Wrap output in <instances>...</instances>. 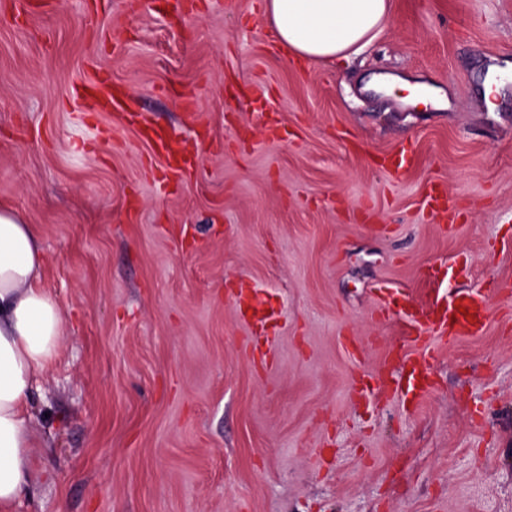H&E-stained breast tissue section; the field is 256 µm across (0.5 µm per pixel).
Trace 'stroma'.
<instances>
[{
    "instance_id": "stroma-1",
    "label": "stroma",
    "mask_w": 512,
    "mask_h": 512,
    "mask_svg": "<svg viewBox=\"0 0 512 512\" xmlns=\"http://www.w3.org/2000/svg\"><path fill=\"white\" fill-rule=\"evenodd\" d=\"M262 9L0 0V207L36 227L68 328L11 512H512V77L484 100L512 0H392L332 63L287 60ZM100 76L136 122L76 96ZM145 125L196 167L160 187ZM400 148L395 180L373 159ZM434 183L454 225L422 209ZM454 288L487 327L435 341L433 393L352 394L419 353L380 296Z\"/></svg>"
}]
</instances>
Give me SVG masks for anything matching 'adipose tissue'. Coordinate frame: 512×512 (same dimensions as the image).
I'll return each mask as SVG.
<instances>
[{"label": "adipose tissue", "instance_id": "ef3b65f1", "mask_svg": "<svg viewBox=\"0 0 512 512\" xmlns=\"http://www.w3.org/2000/svg\"><path fill=\"white\" fill-rule=\"evenodd\" d=\"M391 0H265L264 17L296 61L361 53L387 27ZM46 256L33 225L0 207V512L27 490L33 436L26 413L67 335L62 307L42 281Z\"/></svg>", "mask_w": 512, "mask_h": 512}]
</instances>
